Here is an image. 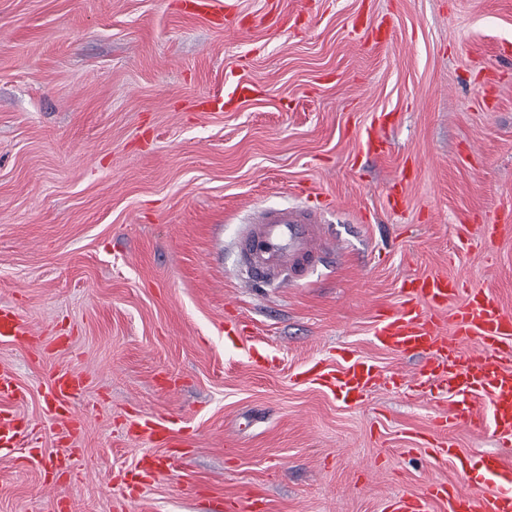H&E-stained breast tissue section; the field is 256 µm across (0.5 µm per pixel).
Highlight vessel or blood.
I'll return each instance as SVG.
<instances>
[{"label": "vessel or blood", "instance_id": "1", "mask_svg": "<svg viewBox=\"0 0 512 512\" xmlns=\"http://www.w3.org/2000/svg\"><path fill=\"white\" fill-rule=\"evenodd\" d=\"M254 91V86L239 85L230 93L202 99L197 107L203 112H224L235 99ZM389 121V115H380L367 131L368 152L387 151L383 129ZM333 249L314 209L302 205L256 213L238 242L242 268L256 283L298 278ZM401 288L399 307L380 311L373 335L381 347L425 356L421 376L448 399V413L436 417L435 430L443 432L462 423L476 431L490 430L500 447H511L512 310L505 309L489 290L464 288L443 273L406 277ZM34 337L35 329L24 314L0 306V340L27 343ZM306 375L347 405L362 403L381 379L379 369L359 357L334 368L311 366ZM83 386L81 375L56 371L50 381L56 413H68ZM137 428L150 445L177 443L169 422L156 417L138 420ZM26 434L23 417L0 410V442ZM479 463L483 490L466 493L452 484L432 483L421 493L390 497L387 512H512V468L497 454L482 456ZM180 466L178 456L146 454L138 460L131 480L156 479L177 472Z\"/></svg>", "mask_w": 512, "mask_h": 512}]
</instances>
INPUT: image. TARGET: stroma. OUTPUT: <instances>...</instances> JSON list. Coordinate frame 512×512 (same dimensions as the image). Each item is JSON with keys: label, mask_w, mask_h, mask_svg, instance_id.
<instances>
[{"label": "stroma", "mask_w": 512, "mask_h": 512, "mask_svg": "<svg viewBox=\"0 0 512 512\" xmlns=\"http://www.w3.org/2000/svg\"><path fill=\"white\" fill-rule=\"evenodd\" d=\"M223 2L216 26L181 0H0V304L39 332L0 342L39 459L0 448V512H52L59 477L66 512H217L255 490L267 512H384L432 481L474 491L459 466L498 450L460 425L458 461L435 462L437 395L405 390L426 358L373 327L437 270L512 309V236L484 230L512 213V0ZM241 81L256 94L197 111ZM383 112L389 151L366 154ZM292 202L339 251L297 284L247 281L243 225ZM350 356L388 378L363 404L301 376ZM61 368L86 381L70 435L47 412ZM142 414L188 445L128 493Z\"/></svg>", "instance_id": "obj_1"}]
</instances>
